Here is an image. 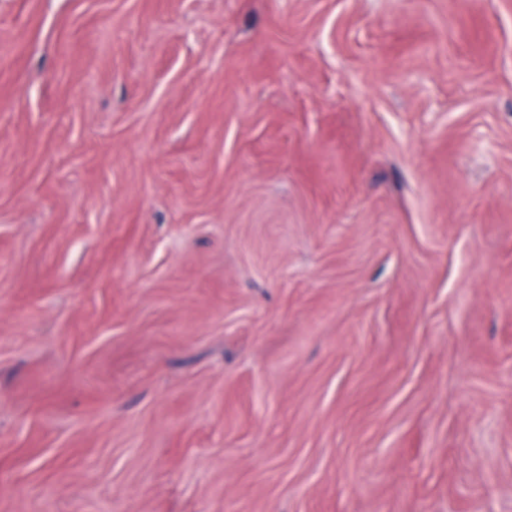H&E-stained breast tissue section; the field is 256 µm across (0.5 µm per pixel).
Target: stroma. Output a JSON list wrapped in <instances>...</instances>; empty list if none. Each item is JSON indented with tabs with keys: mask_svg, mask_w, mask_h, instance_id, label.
Here are the masks:
<instances>
[{
	"mask_svg": "<svg viewBox=\"0 0 512 512\" xmlns=\"http://www.w3.org/2000/svg\"><path fill=\"white\" fill-rule=\"evenodd\" d=\"M0 512H512V0H0Z\"/></svg>",
	"mask_w": 512,
	"mask_h": 512,
	"instance_id": "35a3bbf8",
	"label": "stroma"
}]
</instances>
